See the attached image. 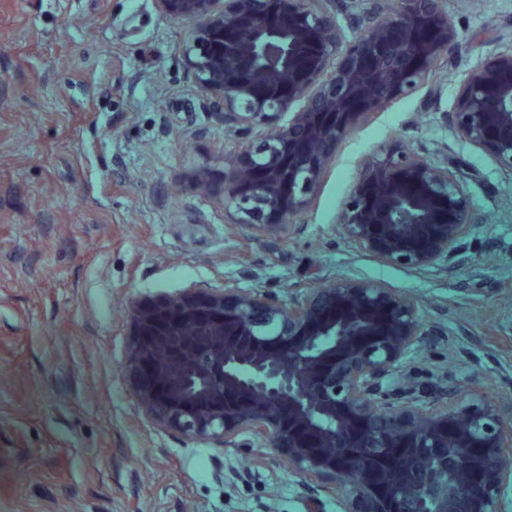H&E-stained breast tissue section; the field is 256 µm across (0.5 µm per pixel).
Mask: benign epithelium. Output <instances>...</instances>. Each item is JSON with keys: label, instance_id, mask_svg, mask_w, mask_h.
I'll return each instance as SVG.
<instances>
[{"label": "benign epithelium", "instance_id": "1", "mask_svg": "<svg viewBox=\"0 0 512 512\" xmlns=\"http://www.w3.org/2000/svg\"><path fill=\"white\" fill-rule=\"evenodd\" d=\"M340 3L154 0L189 27L183 64L230 136L223 169L197 170L193 189L233 208L242 231L288 233L336 145L428 84L457 41L443 0H398L390 16L385 0H368L349 17V39ZM305 45L314 50L299 64ZM511 71L512 45L488 54L458 81L443 118L512 171ZM475 223L457 168L397 141L362 164L339 218L348 245L415 269L464 265L460 242ZM129 317L136 397L161 426L228 445L248 433L310 478L344 471L353 477L344 512H501L512 416L490 399L462 402L457 387L427 394L405 381L406 354L438 329L385 285L341 279L286 300L186 288L133 304ZM269 323L276 334L263 331ZM461 469L465 485L448 488Z\"/></svg>", "mask_w": 512, "mask_h": 512}]
</instances>
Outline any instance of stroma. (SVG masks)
<instances>
[{
    "instance_id": "stroma-1",
    "label": "stroma",
    "mask_w": 512,
    "mask_h": 512,
    "mask_svg": "<svg viewBox=\"0 0 512 512\" xmlns=\"http://www.w3.org/2000/svg\"><path fill=\"white\" fill-rule=\"evenodd\" d=\"M447 3L458 50L357 125L304 216L268 239L189 186L222 166L224 123L198 105L186 25L153 0H0V512H342L348 485L276 448L190 439L142 413L124 312L186 288L285 298L381 282L442 329L405 373L512 409V172L443 120L458 78L512 44V0ZM392 141L463 163L472 263L392 268L341 238L361 161Z\"/></svg>"
}]
</instances>
